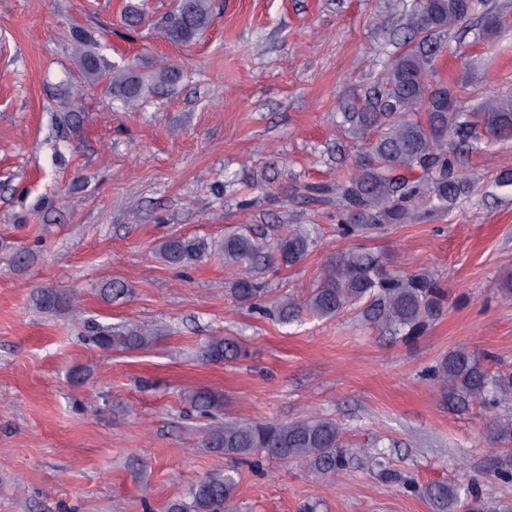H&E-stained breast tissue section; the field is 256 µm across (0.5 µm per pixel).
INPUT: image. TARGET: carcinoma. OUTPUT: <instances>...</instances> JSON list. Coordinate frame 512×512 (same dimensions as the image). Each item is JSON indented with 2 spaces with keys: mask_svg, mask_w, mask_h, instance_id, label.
<instances>
[{
  "mask_svg": "<svg viewBox=\"0 0 512 512\" xmlns=\"http://www.w3.org/2000/svg\"><path fill=\"white\" fill-rule=\"evenodd\" d=\"M477 0H408L404 16L414 45L397 53L384 74L388 91L356 112L340 113L336 126L360 140L382 128L370 152L357 164V174L331 188L306 185L294 194L322 201L336 193L342 216L336 231L344 238L360 237L386 224H406L419 211L447 213L472 189L471 178L459 166V145L481 131L500 140L512 139V99H486L474 112H463L452 85L427 79L443 46L436 35L469 18ZM213 0H186L185 7L166 16L164 36L182 45L195 41L211 25ZM78 67L86 81L102 86L112 101L137 110L145 96L164 90L179 78L173 64L149 72L108 65L100 43L80 29L72 31ZM315 242V225H299L271 241L249 230L234 228L220 241L178 237L163 242L158 255L169 266L184 268L219 256L238 277L234 298L259 306L268 293L260 273L268 265L293 267ZM448 288L429 270L391 271L378 253L349 249L330 260L310 290L275 302L273 314L289 323L301 314L332 319L356 310L362 322L381 335L404 344L415 343L448 305ZM149 325H98L93 342L106 351L144 349L163 336ZM237 352L224 336H211L203 357L221 362ZM489 357L458 347L442 356L427 372L441 399L460 411L477 408L490 417L486 437L512 451V367L491 369ZM203 416L221 411L223 396L201 390L190 398ZM200 443L229 461L267 459L298 463L334 478L350 467L354 456L343 429L332 418L311 415L289 421L226 419L201 429ZM240 477L232 466L218 468L192 483L186 495L172 501L168 512H237ZM404 492L429 502L434 512H485L474 487L448 483H402Z\"/></svg>",
  "mask_w": 512,
  "mask_h": 512,
  "instance_id": "obj_1",
  "label": "carcinoma"
}]
</instances>
